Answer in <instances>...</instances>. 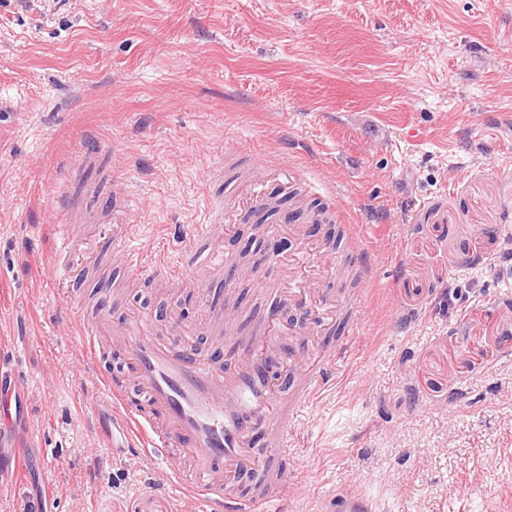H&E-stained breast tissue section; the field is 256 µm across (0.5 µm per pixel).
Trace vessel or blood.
I'll return each instance as SVG.
<instances>
[{
  "instance_id": "1",
  "label": "vessel or blood",
  "mask_w": 512,
  "mask_h": 512,
  "mask_svg": "<svg viewBox=\"0 0 512 512\" xmlns=\"http://www.w3.org/2000/svg\"><path fill=\"white\" fill-rule=\"evenodd\" d=\"M275 197L260 186L248 194L225 193L211 205L195 238L181 246L182 257L148 265L127 243L126 223L132 212L127 189L112 193V256L133 275L161 277L170 283L199 288L228 272L226 257L201 248L211 227L232 223L239 208L269 209ZM304 254L293 259L284 291L290 299L309 297L311 281L303 275ZM72 315L89 348L103 341L125 353L133 369L132 384L103 375L97 364L84 365V381L104 387L112 399V425L127 447L150 463L156 484L177 490L193 512H280L294 493L291 478L256 466L257 455H287L296 441L295 423L327 387L338 361L348 353L358 328L351 322L337 335H324L321 353L306 360L310 329L283 326L267 313L264 332L244 347L231 350L227 363L196 353L177 336L171 318L161 322L137 318L115 328L105 311L88 316L83 305ZM189 456L195 468L185 478L171 464H159L169 449ZM375 502L350 490L322 500L320 512H375Z\"/></svg>"
}]
</instances>
